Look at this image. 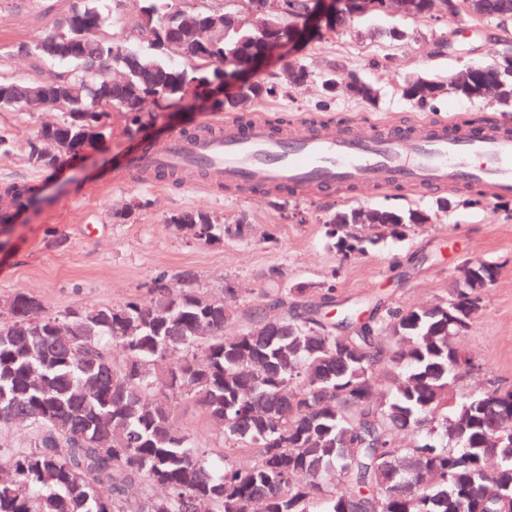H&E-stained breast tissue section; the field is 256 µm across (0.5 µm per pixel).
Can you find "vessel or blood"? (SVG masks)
<instances>
[{
  "mask_svg": "<svg viewBox=\"0 0 512 512\" xmlns=\"http://www.w3.org/2000/svg\"><path fill=\"white\" fill-rule=\"evenodd\" d=\"M130 163L149 172H199L239 196L296 198L355 187L405 192L459 183L479 187L490 199L512 196V133L453 123L381 129L357 119L289 127L261 115L211 120L205 130L138 149Z\"/></svg>",
  "mask_w": 512,
  "mask_h": 512,
  "instance_id": "1",
  "label": "vessel or blood"
}]
</instances>
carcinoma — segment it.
Returning a JSON list of instances; mask_svg holds the SVG:
<instances>
[{"instance_id": "carcinoma-1", "label": "carcinoma", "mask_w": 512, "mask_h": 512, "mask_svg": "<svg viewBox=\"0 0 512 512\" xmlns=\"http://www.w3.org/2000/svg\"><path fill=\"white\" fill-rule=\"evenodd\" d=\"M468 0H430L416 16L436 10L455 18ZM311 0H287L271 28L255 27L243 6L183 11L173 0H144L136 19L152 52L127 48L64 22L24 45L46 61H70L74 72L28 80L50 86L64 119L55 131L66 148H93L108 133L111 113L128 130L145 120L140 104L160 111L205 96L224 74L203 56L242 61L266 39L291 37ZM70 14L103 27L97 0H78ZM227 15L211 34L189 22ZM473 16L504 26L512 0H479ZM108 63L121 83L101 92ZM512 102V55L499 60ZM308 74L291 69L286 82L262 81L219 105L243 112L282 94ZM370 101L376 89L347 83ZM436 81L410 77L403 95L433 102ZM62 151L40 137L28 158L49 169ZM348 225H327L344 255L363 254L384 237L413 227L415 210L381 208L363 225L356 209ZM204 224L199 242L213 239L217 219L205 211L174 214L168 223ZM483 270L466 288H452L434 305L376 303L345 335L319 311L274 302L277 316L256 306L232 318L226 294L154 279L150 297L118 305L78 303L58 315L28 293L12 296L0 313V434L26 427L19 443L0 439V512H512V386L456 392L470 364L457 346L466 331L458 309L481 289ZM241 328L226 332L232 322ZM181 352L174 366L166 359ZM181 403L223 426L220 446L176 425ZM251 463L241 467L237 457Z\"/></svg>"}]
</instances>
